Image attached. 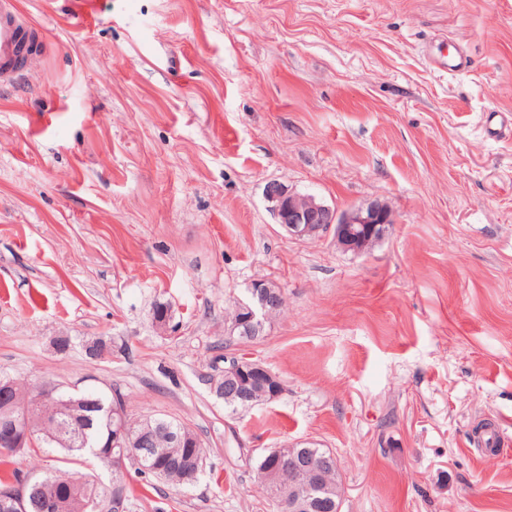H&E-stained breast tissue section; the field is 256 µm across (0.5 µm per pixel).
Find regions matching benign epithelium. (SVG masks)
Listing matches in <instances>:
<instances>
[{
  "label": "benign epithelium",
  "instance_id": "obj_1",
  "mask_svg": "<svg viewBox=\"0 0 512 512\" xmlns=\"http://www.w3.org/2000/svg\"><path fill=\"white\" fill-rule=\"evenodd\" d=\"M265 198L271 204L277 223L289 237L298 240L315 239L331 233L336 239V245L358 256L368 253L372 245L385 236L392 223L388 209L377 201L339 212L310 195L295 193L276 181L267 183ZM248 293V299L238 305L239 312L243 314L238 325L244 326L245 334L249 336H262L268 315L281 305L282 294L263 280L251 283ZM241 372L267 377L272 383L268 392L270 401L280 398L285 392L279 376L263 363L233 359L224 368V397H236L250 407L256 405L251 393L240 385ZM114 413L118 421L112 434V447L119 449V455L115 457L117 465L113 471L112 488H103L94 500L85 505L92 512H122L123 498L119 489L124 459L128 457L137 462H145L153 458L155 453L154 435L145 431H129L122 409L117 407ZM28 438L29 408L16 404L0 422V442L20 448ZM334 468H339V465L332 453L304 454L296 446L279 448L270 459L266 473L273 486L284 479L288 480V498H281L275 493L271 498L280 508L288 509V512H340L343 484L340 481L331 482L327 475V470ZM65 486L66 478L57 474L49 480L35 482L32 495L43 503V509L46 510ZM26 509L24 492L13 491L0 495V512H26Z\"/></svg>",
  "mask_w": 512,
  "mask_h": 512
}]
</instances>
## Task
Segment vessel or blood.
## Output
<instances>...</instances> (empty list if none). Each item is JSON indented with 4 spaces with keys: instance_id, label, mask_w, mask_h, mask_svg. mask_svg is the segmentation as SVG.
Instances as JSON below:
<instances>
[{
    "instance_id": "b4317fda",
    "label": "vessel or blood",
    "mask_w": 512,
    "mask_h": 512,
    "mask_svg": "<svg viewBox=\"0 0 512 512\" xmlns=\"http://www.w3.org/2000/svg\"><path fill=\"white\" fill-rule=\"evenodd\" d=\"M45 46V33L28 23L12 0H0V85L24 76Z\"/></svg>"
}]
</instances>
